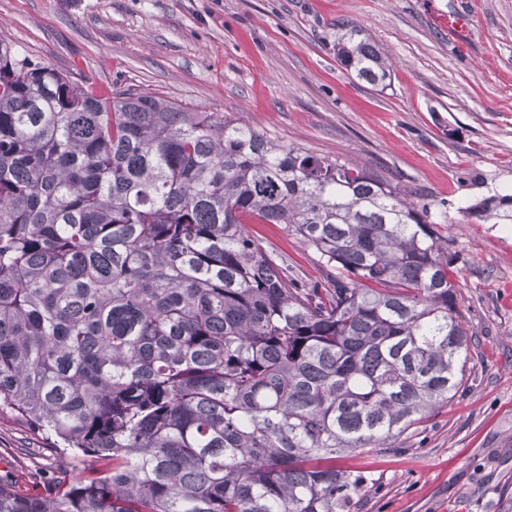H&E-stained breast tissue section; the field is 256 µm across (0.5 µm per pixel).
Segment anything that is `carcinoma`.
Listing matches in <instances>:
<instances>
[{
  "label": "carcinoma",
  "instance_id": "1",
  "mask_svg": "<svg viewBox=\"0 0 512 512\" xmlns=\"http://www.w3.org/2000/svg\"><path fill=\"white\" fill-rule=\"evenodd\" d=\"M336 55L392 61L356 25ZM430 199L152 92L78 85L0 40V414L106 466L0 483V512H344L336 458L466 385L473 334ZM512 224V194L466 208ZM252 224H279L322 280Z\"/></svg>",
  "mask_w": 512,
  "mask_h": 512
}]
</instances>
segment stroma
Listing matches in <instances>:
<instances>
[{
  "mask_svg": "<svg viewBox=\"0 0 512 512\" xmlns=\"http://www.w3.org/2000/svg\"><path fill=\"white\" fill-rule=\"evenodd\" d=\"M456 9L476 18L459 38L440 23ZM342 24L388 53L391 86L340 64ZM0 39L87 83L240 118L446 203L439 231L477 334L466 387L391 447L336 465L367 477L351 512H512V224L463 216L512 191V0H0ZM256 230L320 279L298 240L274 224ZM47 446L0 416V480L54 482Z\"/></svg>",
  "mask_w": 512,
  "mask_h": 512,
  "instance_id": "1",
  "label": "stroma"
}]
</instances>
